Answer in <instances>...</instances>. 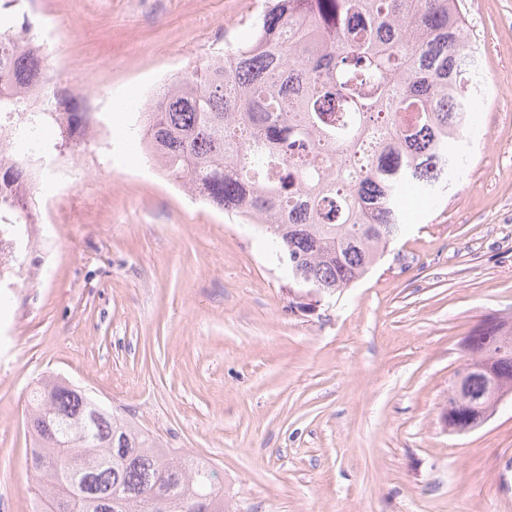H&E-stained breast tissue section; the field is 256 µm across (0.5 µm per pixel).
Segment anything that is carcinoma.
<instances>
[{
	"label": "carcinoma",
	"mask_w": 512,
	"mask_h": 512,
	"mask_svg": "<svg viewBox=\"0 0 512 512\" xmlns=\"http://www.w3.org/2000/svg\"><path fill=\"white\" fill-rule=\"evenodd\" d=\"M251 38L164 84L142 131L164 173L254 225L297 284L323 293L364 278L404 231L401 191L435 195L461 162L477 92L460 0H269ZM0 20V82L44 59ZM20 99L0 92V116ZM86 113H65L73 131ZM22 172L0 155V208ZM42 512H224V482L128 419L47 379L28 399Z\"/></svg>",
	"instance_id": "obj_1"
}]
</instances>
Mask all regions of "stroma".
<instances>
[{"instance_id": "35a3bbf8", "label": "stroma", "mask_w": 512, "mask_h": 512, "mask_svg": "<svg viewBox=\"0 0 512 512\" xmlns=\"http://www.w3.org/2000/svg\"><path fill=\"white\" fill-rule=\"evenodd\" d=\"M486 92L460 179L407 208L353 286L293 282L252 225L119 141L123 102L251 35L265 0H39L64 98H111V151L73 167L51 223L0 230V512H31L27 397L53 377L213 465L229 512H512V403L441 412L468 336L512 319V0H463Z\"/></svg>"}]
</instances>
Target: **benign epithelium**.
<instances>
[{
	"instance_id": "7a95c632",
	"label": "benign epithelium",
	"mask_w": 512,
	"mask_h": 512,
	"mask_svg": "<svg viewBox=\"0 0 512 512\" xmlns=\"http://www.w3.org/2000/svg\"><path fill=\"white\" fill-rule=\"evenodd\" d=\"M467 348L471 358L457 372L448 392V405L442 412L444 425L455 433H468L482 427L500 404L512 399V377L502 372V365L512 361V321L486 324L467 339ZM476 377L483 381L479 392L471 388ZM461 403L469 408L464 419L455 412Z\"/></svg>"
}]
</instances>
